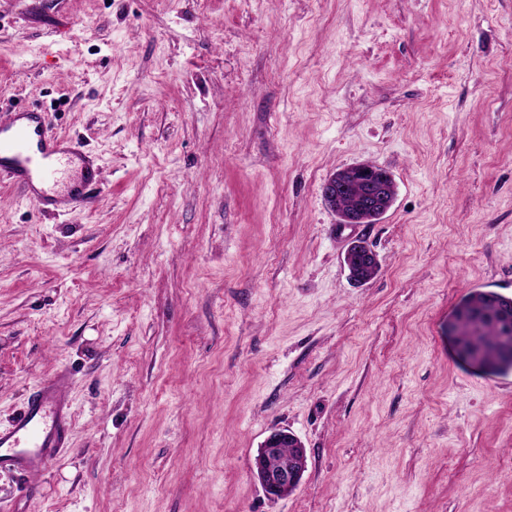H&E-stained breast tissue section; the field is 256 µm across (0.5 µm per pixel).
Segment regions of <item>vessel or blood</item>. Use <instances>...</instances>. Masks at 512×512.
I'll list each match as a JSON object with an SVG mask.
<instances>
[{
  "label": "vessel or blood",
  "mask_w": 512,
  "mask_h": 512,
  "mask_svg": "<svg viewBox=\"0 0 512 512\" xmlns=\"http://www.w3.org/2000/svg\"><path fill=\"white\" fill-rule=\"evenodd\" d=\"M80 160L67 138L52 133L37 111L0 125V176L21 186L37 209L84 203L85 182H65L66 173ZM71 383L61 370L36 386L24 410L0 429V469L32 473L48 457L67 448L69 429L65 393Z\"/></svg>",
  "instance_id": "1"
}]
</instances>
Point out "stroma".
<instances>
[{
    "instance_id": "35a3bbf8",
    "label": "stroma",
    "mask_w": 512,
    "mask_h": 512,
    "mask_svg": "<svg viewBox=\"0 0 512 512\" xmlns=\"http://www.w3.org/2000/svg\"><path fill=\"white\" fill-rule=\"evenodd\" d=\"M27 108L97 183L43 215L0 176V427L73 374L70 451L0 512H512V371L448 338L512 297V0H0ZM366 162L357 284L321 188ZM278 428L309 459L273 501ZM354 186L360 188L352 205L338 210L336 204L347 197ZM322 196L327 206L336 213L338 224L366 223L381 219L392 207L396 196V185L391 174L369 163L356 164L337 170L322 187ZM361 259L366 264L365 268L371 269L374 266H379L377 254L363 242L362 238H352L349 240L344 254V264L348 271L354 266V263L359 264ZM308 468L304 443L291 431H272L254 458L253 473L265 495L278 500L294 492Z\"/></svg>"
}]
</instances>
